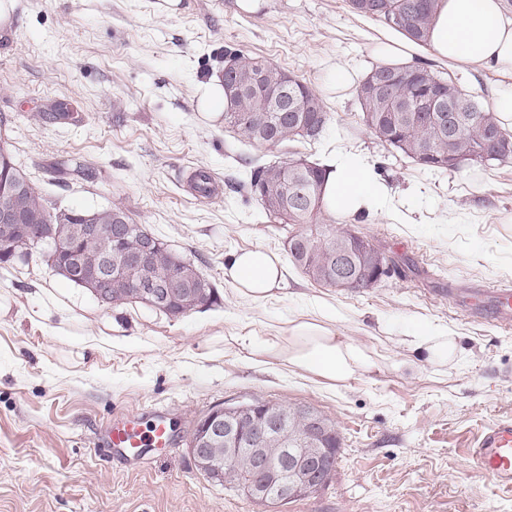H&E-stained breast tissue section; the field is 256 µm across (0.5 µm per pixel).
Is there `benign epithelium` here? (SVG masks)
<instances>
[{
	"mask_svg": "<svg viewBox=\"0 0 512 512\" xmlns=\"http://www.w3.org/2000/svg\"><path fill=\"white\" fill-rule=\"evenodd\" d=\"M485 140L498 146L499 151L482 152L484 159H505L512 154V140L503 132L487 128ZM26 188L17 174L16 165L0 170V259L16 258L15 250L8 246L9 235L25 223L24 216L15 205V199ZM127 224H114L79 211L67 212L55 223L46 224L41 243L49 262L56 265L65 277L89 289L103 306L113 305V268L124 264L148 271L154 264L161 240L146 226H140V245L134 251L125 249ZM350 240L336 244L332 263L336 280L346 285L360 276L354 269V252L369 244L361 234L349 231ZM105 242L108 253L98 260L88 261L85 246ZM167 288L158 287L151 276L143 277L127 296L159 309L165 304ZM296 417L308 426L304 436L291 434L279 428L276 411L266 409V402L231 403L216 407L201 417L193 427L192 456L195 462L207 468V477L222 483L228 475V465L245 456L251 477L246 490L257 501L272 503L308 494L321 486L328 475L322 468V458L329 452L324 438L328 425L316 410L298 405Z\"/></svg>",
	"mask_w": 512,
	"mask_h": 512,
	"instance_id": "obj_1",
	"label": "benign epithelium"
}]
</instances>
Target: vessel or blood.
<instances>
[{
  "label": "vessel or blood",
  "instance_id": "b4317fda",
  "mask_svg": "<svg viewBox=\"0 0 512 512\" xmlns=\"http://www.w3.org/2000/svg\"><path fill=\"white\" fill-rule=\"evenodd\" d=\"M188 189L208 200L222 197L224 185L215 176L199 180L190 176ZM495 303L489 312L491 319L512 321V289L492 290ZM106 443L127 466L139 468L148 463L155 450L174 446L171 425L163 411L156 410L147 417L123 415L105 429ZM470 459L479 471L491 476L502 487L512 488V420L492 423L481 431L471 450Z\"/></svg>",
  "mask_w": 512,
  "mask_h": 512
}]
</instances>
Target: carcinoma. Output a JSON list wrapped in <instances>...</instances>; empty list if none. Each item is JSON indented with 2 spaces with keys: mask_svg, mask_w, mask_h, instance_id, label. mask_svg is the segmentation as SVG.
Segmentation results:
<instances>
[{
  "mask_svg": "<svg viewBox=\"0 0 512 512\" xmlns=\"http://www.w3.org/2000/svg\"><path fill=\"white\" fill-rule=\"evenodd\" d=\"M384 13L380 16L386 25L411 41L419 42L424 37L434 14L436 0H381ZM228 61L233 69L230 78L241 84L250 82L258 70L265 72L267 93L244 94L236 97L224 111V122L240 131L249 141L262 147H277L302 140L317 138L332 116L325 110L319 96L306 83L298 80L286 84L284 70L266 59L248 52L236 51ZM394 79V91L390 95L370 93L372 79L378 76ZM357 97L361 106V120L372 134L385 142L383 136L392 135L393 147L408 157L434 150L457 157H470L485 149L482 140L484 127H497L500 120L490 105L477 97L462 92L453 84L443 83L429 70L406 69L395 71L389 67H378L359 84ZM439 96L449 102L465 127L457 137L448 135L433 123L421 124L414 120L421 111L420 101L424 97ZM327 168L315 163L309 170H302L291 161L258 165L252 171L249 185L256 183L273 189L277 202L263 207V214L277 224L296 226L295 235L305 238L296 251L290 253L294 266L300 268L316 284L337 288L339 284L329 271L331 251L336 239L348 233L344 227L333 228L325 223L326 210L314 206L319 188L323 187ZM22 212L38 224H26L17 234V240L27 244L42 235L41 222L52 218L55 204L33 183L17 200ZM206 295L198 301L182 297L171 300L166 313L183 315L199 305H211L218 301L215 288L205 281Z\"/></svg>",
  "mask_w": 512,
  "mask_h": 512,
  "instance_id": "1",
  "label": "carcinoma"
}]
</instances>
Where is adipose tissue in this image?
Segmentation results:
<instances>
[{"label": "adipose tissue", "mask_w": 512, "mask_h": 512, "mask_svg": "<svg viewBox=\"0 0 512 512\" xmlns=\"http://www.w3.org/2000/svg\"><path fill=\"white\" fill-rule=\"evenodd\" d=\"M427 52L452 68L491 69L498 76L491 102L505 126H512V12L505 0H437L434 22L425 36ZM328 212L350 216L376 212L387 203V188L365 162L336 153L322 189ZM281 259L261 249L232 253L224 269L243 300L260 303L274 296L283 274ZM334 317L320 314L289 319L274 336H240L236 342L251 358L288 367L328 386L369 370L375 360L350 337L337 335ZM407 345L425 366L439 370L460 355L454 332L419 325Z\"/></svg>", "instance_id": "ef3b65f1"}]
</instances>
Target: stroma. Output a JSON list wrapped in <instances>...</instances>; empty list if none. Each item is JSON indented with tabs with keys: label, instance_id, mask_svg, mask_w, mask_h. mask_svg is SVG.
I'll use <instances>...</instances> for the list:
<instances>
[{
	"label": "stroma",
	"instance_id": "obj_1",
	"mask_svg": "<svg viewBox=\"0 0 512 512\" xmlns=\"http://www.w3.org/2000/svg\"><path fill=\"white\" fill-rule=\"evenodd\" d=\"M347 0H15L0 21V147L58 206L126 207L190 259L219 302L173 317L143 304L104 307L43 258L0 263V512H264L199 472L189 437L215 406L262 400L308 405L336 425L341 454L329 483L284 512H512V490L472 465L481 430L512 420V325L482 314L488 288L512 286V160L428 170L380 143L360 120L355 90L324 95L335 118L317 142L265 148L207 119L199 82L225 54L264 57L319 88L342 63L367 75L370 46L392 36ZM416 65L490 100L489 72ZM367 161L391 190L384 213L344 216L400 265L349 291L310 281L288 261V229L266 221L246 183L259 164L336 151ZM71 159L93 179L53 180ZM224 183L205 201L190 171ZM262 248L284 259L274 298H238L229 254ZM328 307L341 335L378 352L369 372L329 387L248 360L238 336H272L289 318ZM445 325L466 357L436 374L402 344L414 323ZM166 411L175 449L143 469L103 443L112 415Z\"/></svg>",
	"mask_w": 512,
	"mask_h": 512
}]
</instances>
